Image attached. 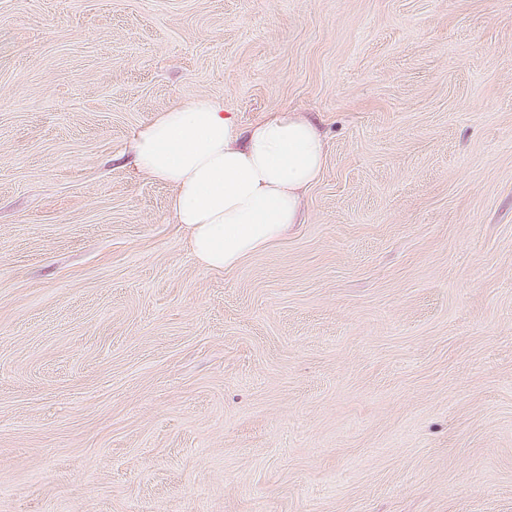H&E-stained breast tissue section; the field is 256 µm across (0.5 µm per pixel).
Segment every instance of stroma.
<instances>
[{
	"mask_svg": "<svg viewBox=\"0 0 512 512\" xmlns=\"http://www.w3.org/2000/svg\"><path fill=\"white\" fill-rule=\"evenodd\" d=\"M197 95L326 141L224 272ZM0 512H512V0H0ZM140 171L173 189L170 210L204 268H235L303 224V194L319 179L325 143L305 118L280 114L239 128L224 101H175L128 147Z\"/></svg>",
	"mask_w": 512,
	"mask_h": 512,
	"instance_id": "35a3bbf8",
	"label": "stroma"
}]
</instances>
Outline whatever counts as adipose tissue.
<instances>
[{"label": "adipose tissue", "instance_id": "obj_1", "mask_svg": "<svg viewBox=\"0 0 512 512\" xmlns=\"http://www.w3.org/2000/svg\"><path fill=\"white\" fill-rule=\"evenodd\" d=\"M133 165L173 189L170 210L204 268H235L302 223L325 143L305 118L280 114L240 128L222 100L175 101L132 136Z\"/></svg>", "mask_w": 512, "mask_h": 512}]
</instances>
